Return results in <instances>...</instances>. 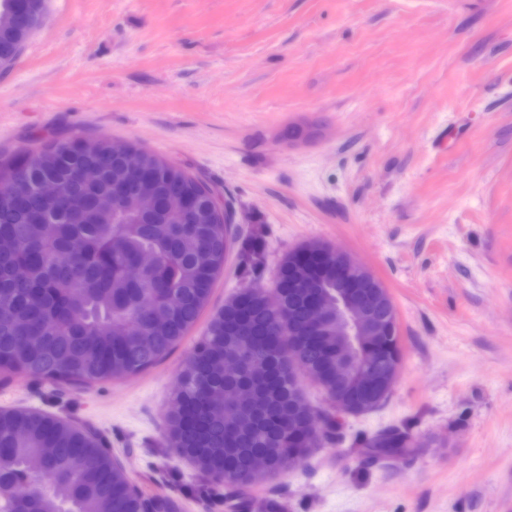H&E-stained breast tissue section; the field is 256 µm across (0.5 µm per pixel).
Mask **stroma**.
Listing matches in <instances>:
<instances>
[{
    "label": "stroma",
    "instance_id": "1",
    "mask_svg": "<svg viewBox=\"0 0 512 512\" xmlns=\"http://www.w3.org/2000/svg\"><path fill=\"white\" fill-rule=\"evenodd\" d=\"M0 67V158L104 136L205 183L264 242L232 253L181 342L91 385L0 381V409L94 431L144 495L232 512L172 448L183 365L225 300L289 250L347 251L388 289L402 363L346 438L249 491L241 512H512V0H46ZM316 138L288 142L291 128ZM388 426L419 449L369 459Z\"/></svg>",
    "mask_w": 512,
    "mask_h": 512
}]
</instances>
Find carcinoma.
Returning <instances> with one entry per match:
<instances>
[{
	"mask_svg": "<svg viewBox=\"0 0 512 512\" xmlns=\"http://www.w3.org/2000/svg\"><path fill=\"white\" fill-rule=\"evenodd\" d=\"M0 0V67L19 54L34 25L11 15ZM74 147L52 141L27 159L0 162V235L17 240L18 250L0 254V375L25 374L58 382L91 383L114 369L141 372L167 356L209 302L224 271L229 228L212 192L185 170L138 148L112 156L104 137L77 138ZM85 164L101 177L82 182ZM53 177L59 198L43 201L32 186ZM136 180L153 194L147 210L125 185ZM112 196V208L96 199ZM171 195L191 202L185 211L167 207ZM161 263L132 280L123 274L140 253ZM24 262L29 277L18 282L14 266ZM279 303L252 288L242 300L229 299L212 319L206 336L182 371L178 407L167 417V438L206 476H228L238 492L264 482L251 470L263 455L271 473L305 460L309 434L333 423L312 416L297 395L288 358L297 351L318 375L324 390L359 408L381 399L378 389H358L336 379V313L315 331L308 327V296L319 291L336 307V255L320 241L286 253L276 277ZM152 300L169 313L155 323L140 310ZM370 375L391 380L398 343L381 346ZM241 360V372L224 376V358ZM235 384L243 397L220 418L212 404ZM367 456L411 453L407 432L389 428L361 444ZM47 458V474L34 478L27 460ZM143 493L112 468L99 439L67 419L23 411H0V512H142Z\"/></svg>",
	"mask_w": 512,
	"mask_h": 512,
	"instance_id": "cac0c4a2",
	"label": "carcinoma"
}]
</instances>
